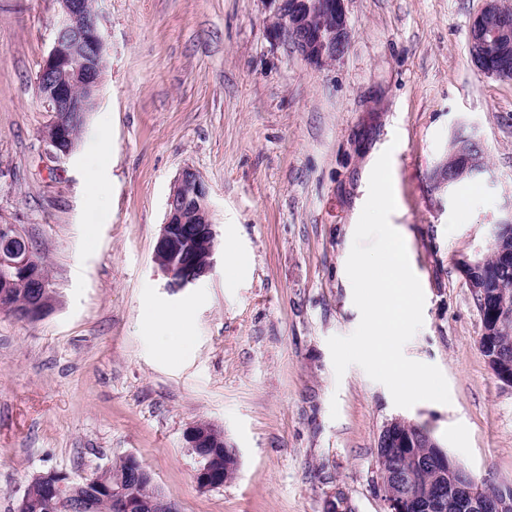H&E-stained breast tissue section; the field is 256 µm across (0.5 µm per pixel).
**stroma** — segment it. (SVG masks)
Instances as JSON below:
<instances>
[{"mask_svg": "<svg viewBox=\"0 0 512 512\" xmlns=\"http://www.w3.org/2000/svg\"><path fill=\"white\" fill-rule=\"evenodd\" d=\"M482 0H347L333 65L271 43L261 0H99L106 64L77 149L50 163L36 88L56 0H0V222L48 265L55 308L0 313V512L31 479L91 477L136 456L181 512H385L377 441L401 417L477 478L512 484V387L478 347L458 271L512 206V81L468 53ZM477 130L489 174L449 190L433 174L454 131ZM391 151L396 209L424 295L403 349L444 374L450 404L395 406L327 340L360 322L346 274L370 173ZM210 191L220 251L173 292L153 263L183 169ZM105 192L93 196L95 186ZM182 310L188 341L159 346L150 312ZM207 421L239 458L203 490L187 430Z\"/></svg>", "mask_w": 512, "mask_h": 512, "instance_id": "obj_1", "label": "stroma"}]
</instances>
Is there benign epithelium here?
<instances>
[{
  "mask_svg": "<svg viewBox=\"0 0 512 512\" xmlns=\"http://www.w3.org/2000/svg\"><path fill=\"white\" fill-rule=\"evenodd\" d=\"M57 22L53 43L37 75V86L54 119L43 141L47 154L58 160L73 153L79 135L98 104L106 41L101 15L87 0H56ZM267 12L270 39L285 42L310 65L325 67L342 58L350 46L345 0H260ZM468 51L478 70L506 80L512 76V3L483 0L468 28ZM456 151L464 172L482 174L484 144L476 132L460 127ZM218 231L212 223L209 188L191 168L184 169L171 189L165 221L160 225L153 262L172 291L188 288L209 276L216 264ZM493 257L502 267L512 266V211L493 224L489 236ZM471 295L483 304V333L479 351L504 384L512 386V357L503 349L499 333L512 322V289L495 288L485 274V255L476 253L459 261ZM35 280V297L22 306L13 302L11 288L19 276ZM57 300L49 279L41 273L31 243L18 224H0V310L35 320L48 314ZM412 422L394 418L383 428L378 447L392 454L389 467H379L377 483L386 512H512V485L497 496L486 493L479 481L434 438L423 443L409 431ZM187 448L195 455V480L202 489L216 488L220 479L234 476L236 450L224 432L209 423L195 425L186 434ZM216 446L224 448V473L213 469ZM427 448L421 453L419 447ZM421 470L435 474L439 490L415 481ZM61 498L77 496L81 485L55 472L33 478ZM151 512H179L177 504L158 491Z\"/></svg>",
  "mask_w": 512,
  "mask_h": 512,
  "instance_id": "benign-epithelium-1",
  "label": "benign epithelium"
}]
</instances>
